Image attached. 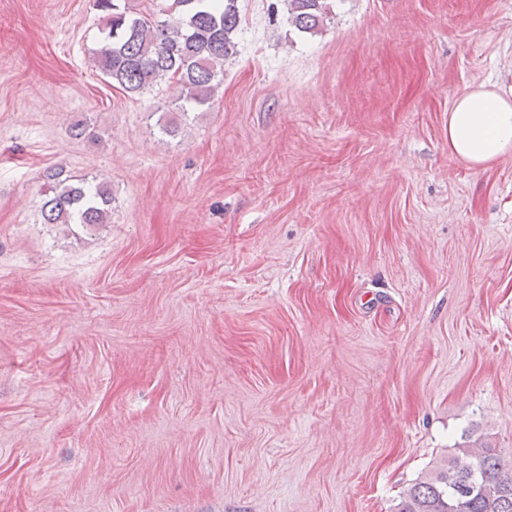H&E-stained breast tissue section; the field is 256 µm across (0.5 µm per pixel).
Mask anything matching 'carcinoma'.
<instances>
[{"label": "carcinoma", "instance_id": "obj_1", "mask_svg": "<svg viewBox=\"0 0 512 512\" xmlns=\"http://www.w3.org/2000/svg\"><path fill=\"white\" fill-rule=\"evenodd\" d=\"M107 16L97 68L127 93L167 82L177 89L179 110L209 105L233 55L241 18L237 0H172L171 18L157 21L148 10L95 0ZM288 25L319 32L332 14V0H286ZM47 224H106L112 193L105 183L88 187L49 168L43 175ZM396 512H512V463L474 441L435 466L407 489Z\"/></svg>", "mask_w": 512, "mask_h": 512}]
</instances>
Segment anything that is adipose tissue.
<instances>
[{
	"label": "adipose tissue",
	"mask_w": 512,
	"mask_h": 512,
	"mask_svg": "<svg viewBox=\"0 0 512 512\" xmlns=\"http://www.w3.org/2000/svg\"><path fill=\"white\" fill-rule=\"evenodd\" d=\"M448 147L474 168L512 152V98L487 86L463 92L448 111Z\"/></svg>",
	"instance_id": "obj_1"
}]
</instances>
